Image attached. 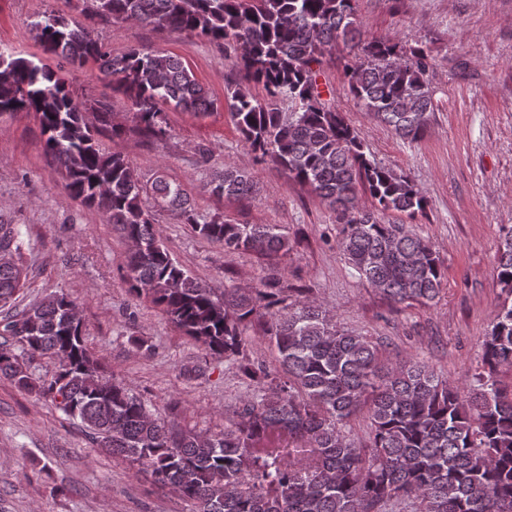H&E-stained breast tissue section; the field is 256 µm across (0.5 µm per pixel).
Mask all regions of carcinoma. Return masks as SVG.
<instances>
[{"mask_svg": "<svg viewBox=\"0 0 512 512\" xmlns=\"http://www.w3.org/2000/svg\"><path fill=\"white\" fill-rule=\"evenodd\" d=\"M101 22H136L203 37L235 52L246 85L224 100L242 140L258 163L270 161L312 188L336 212L339 246L360 280L391 303L428 305L439 295L445 268L429 241L389 213H424L427 199L411 180L369 158L358 132L322 99L325 53L357 50L348 63L349 89L377 121L404 138L422 137L432 97L422 49L405 54L385 41L359 40L357 0H80ZM44 50L72 66L97 65L127 98L139 131L167 136L169 107L205 114L208 90L182 60L133 49L114 56L87 27L62 16L33 23ZM0 112L37 116L44 150L59 167L69 194L100 211L131 243L129 291L160 307L167 320L211 354L238 362L251 395L224 425L199 435L157 419L126 384L102 377L85 343L74 302L55 294L0 325V375L18 388L52 397L80 421L92 443L150 473L192 506V512H512V227L497 252V280L505 299L482 340V370L469 389L451 387L418 360L382 365L369 337L339 326L322 304L287 302L272 274L247 291L224 297L189 275L161 240L153 209L175 211L199 236L224 251L275 258L290 239L279 224H239L194 213L181 185L157 176L143 184L124 154L100 148L98 136L124 133L108 121L110 108L79 101L42 63L4 53ZM263 88L257 98L250 84ZM286 100L293 111L282 112ZM98 114L101 125L85 120ZM206 188L227 199L248 197L256 185L232 164L214 172ZM368 193L372 208L357 204ZM22 233L0 224V305L24 287ZM258 322L277 352L278 368L247 359L244 328ZM58 364L51 378L31 360ZM367 440L346 427L361 410Z\"/></svg>", "mask_w": 512, "mask_h": 512, "instance_id": "cac0c4a2", "label": "carcinoma"}]
</instances>
